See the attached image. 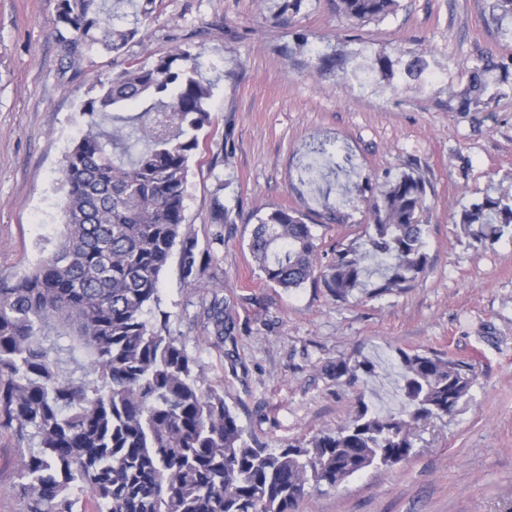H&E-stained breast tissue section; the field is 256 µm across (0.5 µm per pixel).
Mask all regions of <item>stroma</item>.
<instances>
[{"mask_svg":"<svg viewBox=\"0 0 512 512\" xmlns=\"http://www.w3.org/2000/svg\"><path fill=\"white\" fill-rule=\"evenodd\" d=\"M58 0H0V278L34 268L62 231L61 170L86 129L84 105L131 61L195 55L212 85L198 131L185 215L205 276L224 290L232 332L206 341V301L172 257L154 323L196 354L205 386L259 448L335 430L358 398L395 404L397 353L470 364L456 411L419 422L414 453L339 488L310 491L298 512H512V237L474 243L457 213L485 196L512 202V17L496 0H399L352 23L332 0H157L124 55L63 58ZM337 62L316 58L325 45ZM486 92L461 107L473 70ZM348 161L311 184V144ZM414 169L427 184L426 272L403 292L340 302L306 283L265 280L248 250L259 217L288 207L319 238V265L359 239L364 190ZM369 360L373 376L336 378V361ZM33 443L0 426V512H25L20 470Z\"/></svg>","mask_w":512,"mask_h":512,"instance_id":"35a3bbf8","label":"stroma"}]
</instances>
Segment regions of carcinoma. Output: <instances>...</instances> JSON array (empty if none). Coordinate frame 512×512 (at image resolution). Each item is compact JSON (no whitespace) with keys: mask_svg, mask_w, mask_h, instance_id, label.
I'll use <instances>...</instances> for the list:
<instances>
[{"mask_svg":"<svg viewBox=\"0 0 512 512\" xmlns=\"http://www.w3.org/2000/svg\"><path fill=\"white\" fill-rule=\"evenodd\" d=\"M395 7L396 0H336L353 22ZM155 9L156 0H141L140 19L122 26L102 0H59V42L72 64L93 49L121 55ZM210 97L188 52L132 63L101 84L83 109L87 129L64 158L58 243L16 281L0 280V423L37 441L20 472L27 512H85L74 497L83 487L105 512H297L310 487L336 488L408 459L414 425L452 413L469 392L465 366L401 352L397 409L379 414L361 397L334 431L286 448L252 445L224 392L203 388L186 343L148 319L175 250L184 278L207 287L184 192L195 132L211 122ZM128 107L136 112L119 113ZM313 153L305 168L312 183L336 167L325 146ZM426 195L414 170L376 187L365 240L340 246L323 268L314 225L297 210L259 218L248 248L265 279L282 288L312 280L344 301L377 273L378 289L403 290L428 265ZM458 223L475 242L494 241L512 226V206L488 196ZM202 319L217 344L231 333L220 291L211 290ZM374 369L368 360H340L336 379Z\"/></svg>","mask_w":512,"mask_h":512,"instance_id":"cac0c4a2","label":"carcinoma"}]
</instances>
